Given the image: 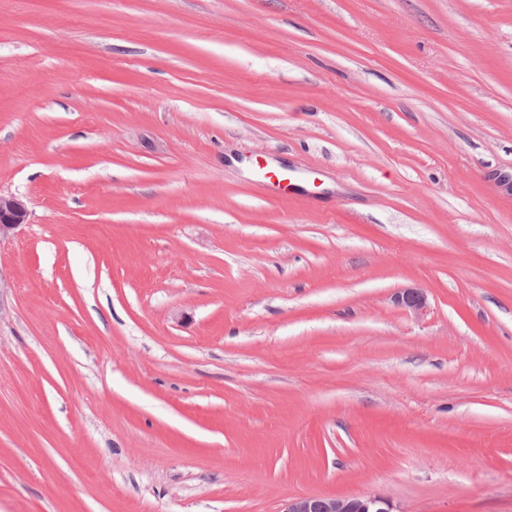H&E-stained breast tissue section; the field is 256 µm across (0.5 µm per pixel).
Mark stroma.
I'll return each mask as SVG.
<instances>
[{
  "mask_svg": "<svg viewBox=\"0 0 512 512\" xmlns=\"http://www.w3.org/2000/svg\"><path fill=\"white\" fill-rule=\"evenodd\" d=\"M0 194V512H512V0H0ZM27 217V205L21 197L0 194V238L25 224ZM391 501L381 496H301L289 500L280 512H395Z\"/></svg>",
  "mask_w": 512,
  "mask_h": 512,
  "instance_id": "stroma-1",
  "label": "stroma"
}]
</instances>
